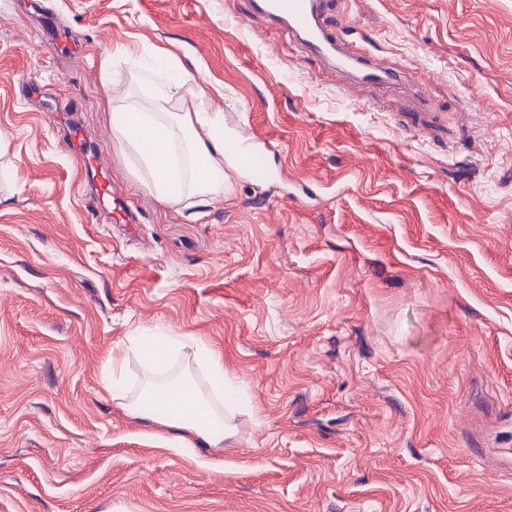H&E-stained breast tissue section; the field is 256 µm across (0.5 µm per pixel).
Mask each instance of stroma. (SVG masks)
<instances>
[{"mask_svg": "<svg viewBox=\"0 0 512 512\" xmlns=\"http://www.w3.org/2000/svg\"><path fill=\"white\" fill-rule=\"evenodd\" d=\"M49 2L54 44L0 0V512H512V0H344L420 96L328 78L250 0ZM160 50L259 140L224 202H161L112 135L124 99L187 111ZM139 333L187 338L223 447L131 415Z\"/></svg>", "mask_w": 512, "mask_h": 512, "instance_id": "stroma-1", "label": "stroma"}]
</instances>
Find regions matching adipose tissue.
I'll use <instances>...</instances> for the list:
<instances>
[{
  "mask_svg": "<svg viewBox=\"0 0 512 512\" xmlns=\"http://www.w3.org/2000/svg\"><path fill=\"white\" fill-rule=\"evenodd\" d=\"M154 85L186 88L191 97L187 112H151L126 106L125 122L115 125L113 136L145 168L147 187L159 200L180 204L196 197L200 202L223 200L229 181L216 179L227 168L237 175L248 172L251 149L242 136L224 127V112L214 107L206 88L186 71H158ZM161 401L168 426L200 436L208 447L224 444V426L203 395L193 388L148 390L131 408L141 416L148 402Z\"/></svg>",
  "mask_w": 512,
  "mask_h": 512,
  "instance_id": "adipose-tissue-1",
  "label": "adipose tissue"
}]
</instances>
